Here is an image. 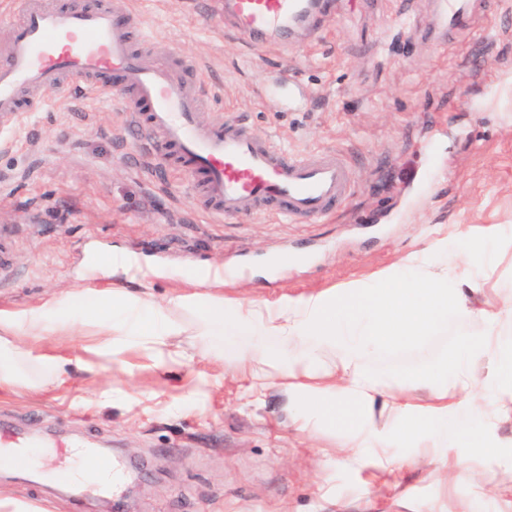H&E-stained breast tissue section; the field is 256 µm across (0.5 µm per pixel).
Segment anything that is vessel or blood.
I'll return each instance as SVG.
<instances>
[{"mask_svg":"<svg viewBox=\"0 0 512 512\" xmlns=\"http://www.w3.org/2000/svg\"><path fill=\"white\" fill-rule=\"evenodd\" d=\"M439 26L454 29L471 19L473 0H442ZM335 7L318 0H219L224 26L252 46L287 39L291 28L322 29ZM140 19L119 6L59 7L26 0L0 53V122H17L48 98L70 90L80 79L84 92L107 97L116 92L129 132L144 137L154 159L186 176L207 211L233 217L278 215L319 220L337 213L351 196L354 175L338 151H289L251 125L228 115L207 119L204 98L189 61L156 60L148 47H135ZM30 439L0 428V454L24 459ZM74 469L95 465L93 481L117 478L111 456L80 444L69 451Z\"/></svg>","mask_w":512,"mask_h":512,"instance_id":"vessel-or-blood-1","label":"vessel or blood"}]
</instances>
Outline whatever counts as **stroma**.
Returning a JSON list of instances; mask_svg holds the SVG:
<instances>
[{
	"mask_svg": "<svg viewBox=\"0 0 512 512\" xmlns=\"http://www.w3.org/2000/svg\"><path fill=\"white\" fill-rule=\"evenodd\" d=\"M438 3L336 0L320 38L258 51L225 29L214 0H127L152 54L179 51L199 68L210 116L236 114L300 153L343 152L354 191L319 222L217 217L187 178L148 162L117 101L52 100L0 126V225L14 228L0 308L107 284L93 256L114 249L158 271L161 300L189 291L190 269L240 264L250 274L225 279V295L273 299L376 273L454 224L496 225L511 239L512 0H476L472 25L451 32L434 24ZM292 78L295 107L270 94ZM460 329L449 323L372 365L414 371ZM101 345L90 326L44 337L40 350L73 367L37 392L0 391V422L61 429L123 457L137 512H451L468 499L475 512H512V496L476 499L428 468L384 475L343 451L325 458L277 392L250 402L246 380L206 357L161 368L142 348L106 361ZM0 494L41 512H97L111 497L89 485L74 500L12 469L0 471Z\"/></svg>",
	"mask_w": 512,
	"mask_h": 512,
	"instance_id": "stroma-1",
	"label": "stroma"
}]
</instances>
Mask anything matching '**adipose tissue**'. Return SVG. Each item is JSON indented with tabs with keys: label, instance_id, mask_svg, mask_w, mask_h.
I'll return each mask as SVG.
<instances>
[{
	"label": "adipose tissue",
	"instance_id": "obj_1",
	"mask_svg": "<svg viewBox=\"0 0 512 512\" xmlns=\"http://www.w3.org/2000/svg\"><path fill=\"white\" fill-rule=\"evenodd\" d=\"M470 226L431 242L397 265L317 292L255 300L225 296L211 271L192 276L195 291L157 301L148 274L126 257L100 260L105 275L128 287H87L29 308L0 309V391L35 390L65 374L63 359L28 348V341L67 336L90 325L108 352L130 347L160 358L194 354L222 360L250 381L262 400L270 388L286 396L302 432L335 438L351 461L374 458L400 466L398 447L438 464L452 484L469 481L474 457L485 455L490 434L512 424V292L486 296V285L458 272L467 260ZM477 321L479 332L421 372L389 374L369 358L416 345L449 321ZM191 336L193 350L172 347ZM217 336L242 339L214 348ZM468 440L470 452L458 450Z\"/></svg>",
	"mask_w": 512,
	"mask_h": 512
}]
</instances>
